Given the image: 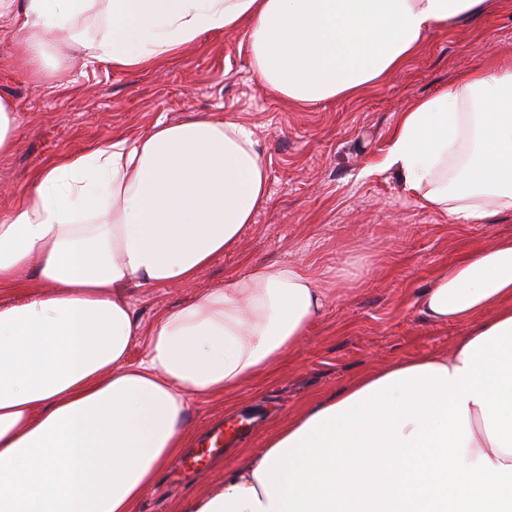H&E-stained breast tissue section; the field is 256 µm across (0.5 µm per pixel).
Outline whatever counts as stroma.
<instances>
[{"label":"stroma","instance_id":"1","mask_svg":"<svg viewBox=\"0 0 512 512\" xmlns=\"http://www.w3.org/2000/svg\"><path fill=\"white\" fill-rule=\"evenodd\" d=\"M83 54H53L40 72L24 66L9 20L0 18V96L19 117L13 149L0 154V214L22 199L46 161L135 136L159 120L195 114L239 115L260 141L269 196L237 248L216 258L196 281L146 288L134 311L152 324L168 308L223 283L250 264L295 262L315 271L328 294L321 320L278 373L244 389L237 408L223 398L193 397L188 424L204 433L240 410L258 412L236 447L212 454L203 469L168 468L137 512H176L190 496L213 493L239 462L237 448H264L315 397L403 357L451 350L462 325L437 326L414 305L444 263L512 235V215L454 224L420 206L384 166L401 112L447 90L463 73L512 62V0L484 16L432 29L398 71L349 98L291 106L257 81L244 30L212 31L158 65L138 71L83 64Z\"/></svg>","mask_w":512,"mask_h":512}]
</instances>
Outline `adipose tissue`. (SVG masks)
Returning <instances> with one entry per match:
<instances>
[{"mask_svg": "<svg viewBox=\"0 0 512 512\" xmlns=\"http://www.w3.org/2000/svg\"><path fill=\"white\" fill-rule=\"evenodd\" d=\"M488 0H0L21 62L47 36L138 70L202 33L246 27L253 72L293 105L349 97L398 70L434 27ZM105 13L88 37L79 21ZM477 143L448 164L470 125ZM457 224L512 213V65L458 77L401 113L384 161ZM268 169L235 115L156 122L63 155L0 216V512H136L191 433L190 397L268 376L324 313L311 268L255 264L153 324L144 288L192 283L237 247L268 200ZM44 289L10 295L19 271ZM415 305L467 324L452 350L412 355L318 400L179 512H512V237L443 264ZM145 343L140 362L128 361Z\"/></svg>", "mask_w": 512, "mask_h": 512, "instance_id": "obj_1", "label": "adipose tissue"}]
</instances>
